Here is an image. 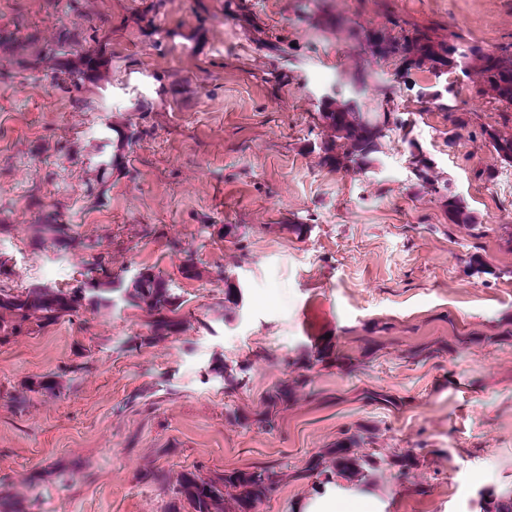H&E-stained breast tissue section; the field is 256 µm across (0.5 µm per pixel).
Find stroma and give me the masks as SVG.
Returning <instances> with one entry per match:
<instances>
[{
  "label": "stroma",
  "instance_id": "stroma-1",
  "mask_svg": "<svg viewBox=\"0 0 512 512\" xmlns=\"http://www.w3.org/2000/svg\"><path fill=\"white\" fill-rule=\"evenodd\" d=\"M151 3L83 0L75 13L66 0H0V31L22 14L36 40L65 26L112 54L72 96L54 85L57 59L30 65L0 44L11 287L80 285L100 246L124 278L160 272L185 320L180 335L131 348L150 317L117 288L111 306L0 347V392L78 369L23 409L0 395L1 490L21 512H168L169 494L140 473L173 482L199 465L279 468L259 512H325L357 495L371 512H477L482 494L512 490V166L481 134L483 99L461 90L467 127L450 139L443 111L417 104L449 76L403 73L362 38L397 21L491 50L512 42V0ZM332 103L393 117L363 170L321 162ZM452 196L475 223L449 221ZM47 210L73 225L71 252L45 238ZM147 224L164 237H144ZM207 224L239 236L210 237ZM170 237L199 278L181 275ZM71 253L83 264L66 265ZM327 343L336 364L309 365ZM301 373L275 427L259 424L267 393ZM348 438L374 466L324 483L310 462Z\"/></svg>",
  "mask_w": 512,
  "mask_h": 512
}]
</instances>
